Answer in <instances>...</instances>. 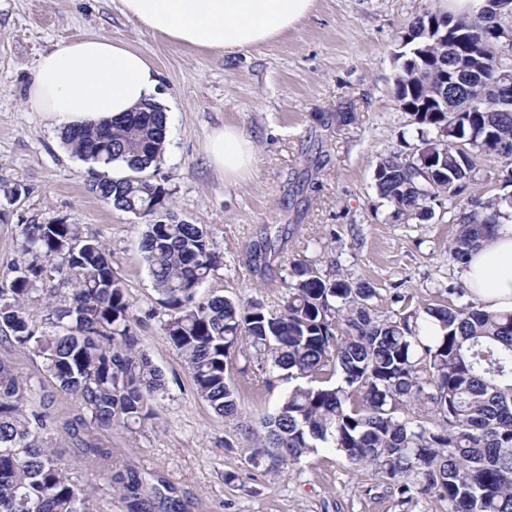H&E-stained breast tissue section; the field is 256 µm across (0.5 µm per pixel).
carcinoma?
I'll return each instance as SVG.
<instances>
[{"label": "carcinoma", "mask_w": 512, "mask_h": 512, "mask_svg": "<svg viewBox=\"0 0 512 512\" xmlns=\"http://www.w3.org/2000/svg\"><path fill=\"white\" fill-rule=\"evenodd\" d=\"M484 9L455 16L429 10L407 27L413 38L398 61L395 97L413 117L425 155L392 152L374 168L379 196L396 220L428 221L435 207L456 203L459 229L451 243L462 262L512 221V193L472 195L477 162L506 160L512 183V89L499 72L512 43L493 28H512V2L498 17ZM435 23L448 39L416 36ZM466 34L481 71L456 79L453 39ZM71 153L96 165L89 190L113 208L146 220L142 236L153 287L168 310L161 324L182 355L197 396L236 429L249 447L248 464L275 473L320 448H333L355 469L387 486L401 512H417L435 496L446 512H512V310L486 309L467 288L460 306L382 318L375 290L325 278L297 263L284 281L283 304L205 297L200 289L220 263L209 233L178 220L169 193L149 173L165 152L166 113L146 102L109 124L64 132ZM119 163L125 176L108 173ZM28 262L0 282V334L43 359L44 371L75 396L84 415L73 436L98 426L127 427L155 416L165 379L138 349L134 305L102 242L63 220L26 224ZM274 241L249 247L253 271L268 267ZM68 288L61 293L60 289ZM43 298L48 317L36 321L29 301ZM254 350L265 381L288 385L276 409L258 425L242 420L231 382L236 353ZM31 386L0 362V512H98V496L71 482L46 446L52 414L30 407ZM120 494L126 512H184L136 471L110 464L103 448L82 449Z\"/></svg>", "instance_id": "carcinoma-1"}]
</instances>
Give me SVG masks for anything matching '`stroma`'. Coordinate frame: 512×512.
<instances>
[{"label":"stroma","instance_id":"obj_1","mask_svg":"<svg viewBox=\"0 0 512 512\" xmlns=\"http://www.w3.org/2000/svg\"><path fill=\"white\" fill-rule=\"evenodd\" d=\"M434 0H316L293 31L229 55L171 42L125 17L118 0H0V203L21 196L0 222V281L23 264L21 230L57 219L97 236L121 274L142 322L139 347L158 367L166 393L158 416L127 429L97 431L113 466L164 478L186 512H399L369 473L331 449L278 473L248 471L245 440L196 395L180 354L166 341L141 238V219L114 209L88 189L91 162L71 153L60 130L28 104L40 56L101 36L144 53L160 72L167 115L164 158L156 177L178 218L204 225L222 257L204 295L254 300L279 309L284 280L303 262L327 278L374 288L376 315H407L436 304H464L463 267L448 245L458 231L450 203L431 220L403 224L377 193L376 160L410 151L415 127L394 95L393 52L415 16ZM233 127L253 140L250 173L225 181L208 163L210 133ZM281 230L266 274L247 250ZM0 360L35 383L34 405L57 421L52 447L76 483L102 486L64 426L81 412L75 396L44 377L43 360L0 337ZM235 376L246 419L273 412L285 387L266 386L255 359Z\"/></svg>","mask_w":512,"mask_h":512}]
</instances>
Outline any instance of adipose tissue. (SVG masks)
Instances as JSON below:
<instances>
[{
    "label": "adipose tissue",
    "instance_id": "1",
    "mask_svg": "<svg viewBox=\"0 0 512 512\" xmlns=\"http://www.w3.org/2000/svg\"><path fill=\"white\" fill-rule=\"evenodd\" d=\"M122 13L170 41L227 54L274 41L314 9L315 0H119ZM159 72L141 52L104 37H85L42 55L28 102L60 129L96 125L141 102L158 100ZM225 180L247 174L254 146L233 128L215 130L207 147ZM464 282L488 309H512V224L474 252Z\"/></svg>",
    "mask_w": 512,
    "mask_h": 512
}]
</instances>
